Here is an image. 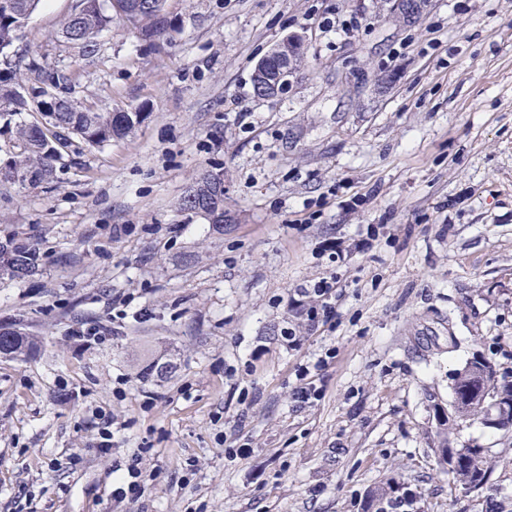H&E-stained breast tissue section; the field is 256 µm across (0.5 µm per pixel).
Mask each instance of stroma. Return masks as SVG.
Segmentation results:
<instances>
[{"instance_id": "obj_1", "label": "stroma", "mask_w": 512, "mask_h": 512, "mask_svg": "<svg viewBox=\"0 0 512 512\" xmlns=\"http://www.w3.org/2000/svg\"><path fill=\"white\" fill-rule=\"evenodd\" d=\"M74 5L42 0L17 55L141 121L75 142L38 186L0 179V243L39 253L33 275L0 273V326L39 341L0 358V512H378L389 484L419 512H512V432L440 421L467 362L512 384V0H423L411 19L392 0H167L161 47L117 21L88 57L61 34ZM352 16L344 40L321 25ZM300 29L292 87L254 98L255 62ZM213 169L236 218L221 230L180 209ZM367 236L344 260L323 248ZM324 278L336 316L311 331L288 298ZM326 353L321 398L298 406ZM446 443L484 449L481 487L442 468ZM134 462L146 489L116 503Z\"/></svg>"}]
</instances>
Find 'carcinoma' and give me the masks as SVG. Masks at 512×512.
<instances>
[{
	"label": "carcinoma",
	"mask_w": 512,
	"mask_h": 512,
	"mask_svg": "<svg viewBox=\"0 0 512 512\" xmlns=\"http://www.w3.org/2000/svg\"><path fill=\"white\" fill-rule=\"evenodd\" d=\"M40 0H0V107L7 112L0 116H13L30 112L40 116L31 124H19L14 139L18 151L13 153L0 169V178L18 181L32 187L53 176L55 163L62 160L71 146V137H76L90 146H103L124 136L138 121L139 113L124 110L115 112H92L80 108L69 99L72 90L69 75L63 70L50 69L41 56H30L25 70L34 75L33 96L17 92L23 82L14 46L21 39L22 31ZM109 7L103 12L88 9L79 15L68 16L62 30L71 34L67 42L90 56L99 49V34L116 20L131 27L137 37L147 45L157 48L176 31V22L168 13L161 15L153 11L135 9L140 0H108ZM196 196L209 200L214 207L224 208V197L205 177L195 184ZM37 251L25 244L11 248L0 246V271L6 270L16 278H23L35 269ZM0 346L10 348L20 356L27 357L37 346L34 337L25 335L11 341L0 339ZM470 382L468 367H463L455 377L453 399L462 405L459 416L473 420H484L489 410L504 406L508 415L501 430L512 431V385H498L496 373L489 374L482 384V394L471 402H465V388ZM448 452L456 463L448 469L454 480L470 488L480 487L488 470L487 457L482 448H450Z\"/></svg>",
	"instance_id": "carcinoma-1"
}]
</instances>
